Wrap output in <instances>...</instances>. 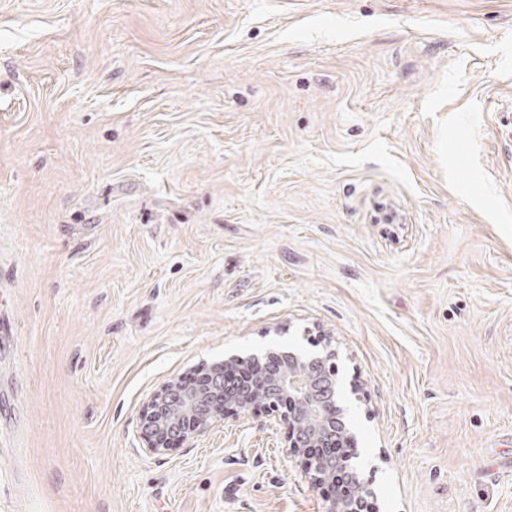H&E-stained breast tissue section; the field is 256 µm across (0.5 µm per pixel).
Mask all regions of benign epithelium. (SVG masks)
I'll return each mask as SVG.
<instances>
[{
  "mask_svg": "<svg viewBox=\"0 0 512 512\" xmlns=\"http://www.w3.org/2000/svg\"><path fill=\"white\" fill-rule=\"evenodd\" d=\"M279 353L280 367L242 391L225 390L224 367L252 363L261 358L259 354L232 353L222 360L202 363L193 368L195 382L190 385L177 378L167 381L151 394L141 414L142 452L163 454L174 440L185 442L202 436L234 412L285 425L286 454L302 459L320 482L334 478L338 469L351 470L347 456L330 468L321 465L322 454L315 452L337 434L349 446L355 441L348 409L340 401L336 350L326 344L316 352L281 348ZM285 399L292 403L287 411L280 408Z\"/></svg>",
  "mask_w": 512,
  "mask_h": 512,
  "instance_id": "7a95c632",
  "label": "benign epithelium"
}]
</instances>
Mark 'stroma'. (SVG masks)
<instances>
[{"mask_svg":"<svg viewBox=\"0 0 512 512\" xmlns=\"http://www.w3.org/2000/svg\"><path fill=\"white\" fill-rule=\"evenodd\" d=\"M0 512H325L282 427L140 412L330 335L379 512H512V0H0Z\"/></svg>","mask_w":512,"mask_h":512,"instance_id":"35a3bbf8","label":"stroma"}]
</instances>
